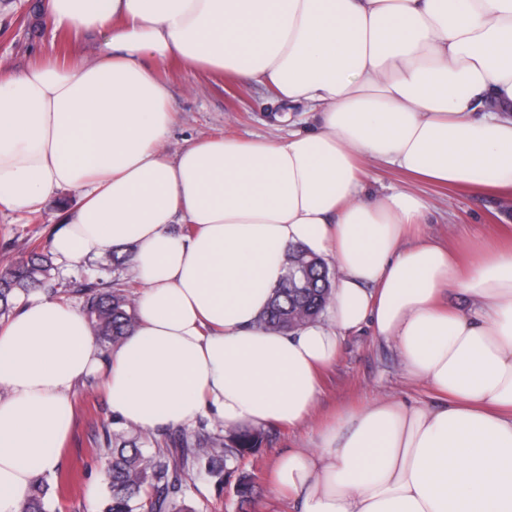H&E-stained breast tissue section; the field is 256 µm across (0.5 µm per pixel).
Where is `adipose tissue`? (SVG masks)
Wrapping results in <instances>:
<instances>
[{
	"instance_id": "ef3b65f1",
	"label": "adipose tissue",
	"mask_w": 512,
	"mask_h": 512,
	"mask_svg": "<svg viewBox=\"0 0 512 512\" xmlns=\"http://www.w3.org/2000/svg\"><path fill=\"white\" fill-rule=\"evenodd\" d=\"M45 20L94 57L0 67V207L76 191L53 251L133 246L138 325L104 352L39 294L0 326V512L59 465L81 380L145 431L292 428L366 328L433 403L342 413L279 458L277 492L301 512H512V239L465 261L420 234L425 196L363 190L377 165L512 192V0H46ZM172 61L269 86L314 125L169 151ZM295 244L334 262L329 318L263 329Z\"/></svg>"
}]
</instances>
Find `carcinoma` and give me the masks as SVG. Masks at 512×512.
<instances>
[{"instance_id":"cac0c4a2","label":"carcinoma","mask_w":512,"mask_h":512,"mask_svg":"<svg viewBox=\"0 0 512 512\" xmlns=\"http://www.w3.org/2000/svg\"><path fill=\"white\" fill-rule=\"evenodd\" d=\"M286 265L285 276L259 317L260 326L267 329L287 331L288 319L298 314L305 320H315L330 300L333 278L320 256L296 245ZM36 290L64 301L55 287L51 259L38 244L0 266V317L10 316L13 299ZM72 292L84 297L83 311L104 350L134 330L133 286L85 280L74 285ZM102 437L110 459L100 512H206L210 508L218 512L219 506L207 502L201 505L189 494L186 477L199 475L219 488L233 479L238 502L243 506L255 503L260 477L241 463L269 444L270 432L260 427L216 434L203 423L192 432L168 430L145 435L134 427L112 430L104 425ZM23 512H61V504L55 501L44 476L33 479Z\"/></svg>"}]
</instances>
